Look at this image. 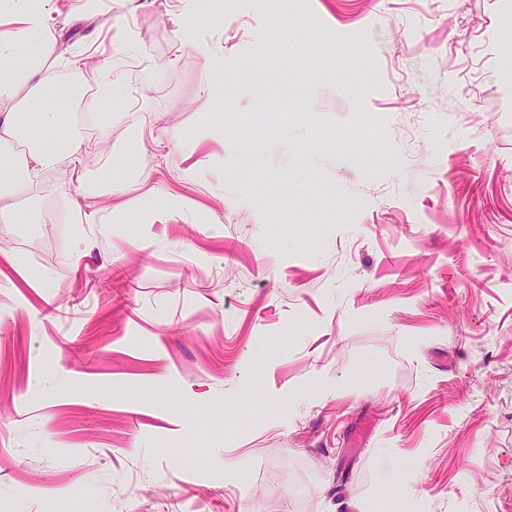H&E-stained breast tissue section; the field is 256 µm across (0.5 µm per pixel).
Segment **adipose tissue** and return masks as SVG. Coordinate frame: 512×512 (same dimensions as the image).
Returning a JSON list of instances; mask_svg holds the SVG:
<instances>
[{"instance_id":"adipose-tissue-1","label":"adipose tissue","mask_w":512,"mask_h":512,"mask_svg":"<svg viewBox=\"0 0 512 512\" xmlns=\"http://www.w3.org/2000/svg\"><path fill=\"white\" fill-rule=\"evenodd\" d=\"M112 0H93L82 14L65 0H0V224L27 223L25 203L39 204V181L58 165L79 169L84 145L63 123L48 88L65 92L68 82L53 65L63 44L59 23L75 24L111 16ZM101 94L77 98L102 140H109L119 116V81L105 78Z\"/></svg>"}]
</instances>
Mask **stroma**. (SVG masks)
I'll return each mask as SVG.
<instances>
[{
    "label": "stroma",
    "instance_id": "obj_1",
    "mask_svg": "<svg viewBox=\"0 0 512 512\" xmlns=\"http://www.w3.org/2000/svg\"><path fill=\"white\" fill-rule=\"evenodd\" d=\"M62 43L132 87L78 130L129 192L67 223L64 169L0 226V512H512V0H142ZM140 146L180 216L126 207Z\"/></svg>",
    "mask_w": 512,
    "mask_h": 512
}]
</instances>
